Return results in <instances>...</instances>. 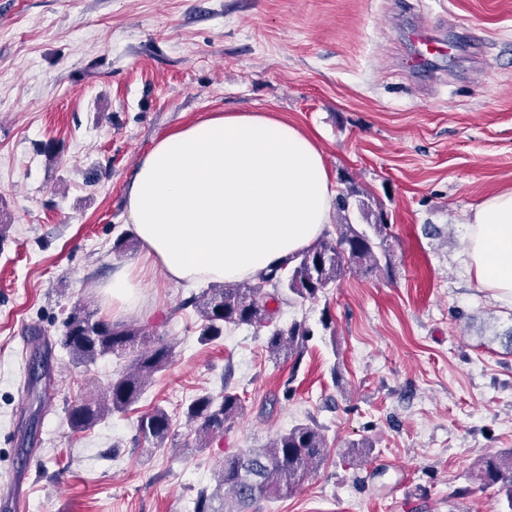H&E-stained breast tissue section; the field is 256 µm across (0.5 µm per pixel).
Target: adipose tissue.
<instances>
[{"label": "adipose tissue", "mask_w": 512, "mask_h": 512, "mask_svg": "<svg viewBox=\"0 0 512 512\" xmlns=\"http://www.w3.org/2000/svg\"><path fill=\"white\" fill-rule=\"evenodd\" d=\"M336 191L315 138L261 112H215L160 137L124 211L144 260L173 282L235 283L283 265L334 223ZM468 272L512 297V190L464 225Z\"/></svg>", "instance_id": "obj_1"}]
</instances>
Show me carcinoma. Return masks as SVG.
<instances>
[{
  "label": "carcinoma",
  "mask_w": 512,
  "mask_h": 512,
  "mask_svg": "<svg viewBox=\"0 0 512 512\" xmlns=\"http://www.w3.org/2000/svg\"><path fill=\"white\" fill-rule=\"evenodd\" d=\"M358 193L350 185L336 198L340 222L336 237L322 238L310 248L288 259V274L278 269L261 272L252 280L236 284H210L191 295L192 306L202 320L201 339L211 341L224 334V326L268 329L269 351L292 361V369L302 359L311 331L301 321L284 329L276 324L279 304L288 298L315 301L329 285L338 282L346 270L355 267L371 274L390 264L383 246L387 224L377 216L368 234L349 218L350 199ZM379 242H374V238ZM136 247L134 235L126 233L112 243V253L123 258ZM277 307H270V303ZM60 346L75 365H88L107 355H132L129 364L112 380L105 395L89 398L73 406L68 422L75 431H85L115 412H126L145 394L150 378L172 361L167 344H148L145 331L134 323H113L96 317L83 302L75 303L63 321ZM243 410L242 398L229 385L217 396L200 395L186 407L185 417L194 426L196 448L224 433V426ZM137 430L147 441H164L170 431L169 417L160 407L140 416ZM327 460V443L322 430L312 423H299L278 434L264 448H247L224 456L218 488L198 491L194 512H257L256 505L291 495L298 486L315 476ZM468 481L485 488L499 486L508 512H512V448L477 454Z\"/></svg>",
  "instance_id": "cac0c4a2"
}]
</instances>
